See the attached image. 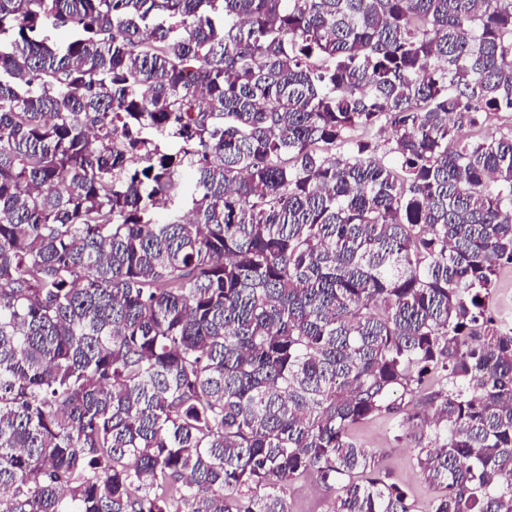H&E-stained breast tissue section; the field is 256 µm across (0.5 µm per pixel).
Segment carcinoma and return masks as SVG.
<instances>
[{"label":"carcinoma","instance_id":"1","mask_svg":"<svg viewBox=\"0 0 512 512\" xmlns=\"http://www.w3.org/2000/svg\"><path fill=\"white\" fill-rule=\"evenodd\" d=\"M484 112L512 0H0V512H289L305 475L415 512L354 439L379 415L432 512H512ZM366 140L372 142V146L375 147V150L370 155L372 158L377 160H382L384 162H389L393 158V154L390 152V148L392 147V136L389 127H374L369 132Z\"/></svg>","mask_w":512,"mask_h":512}]
</instances>
